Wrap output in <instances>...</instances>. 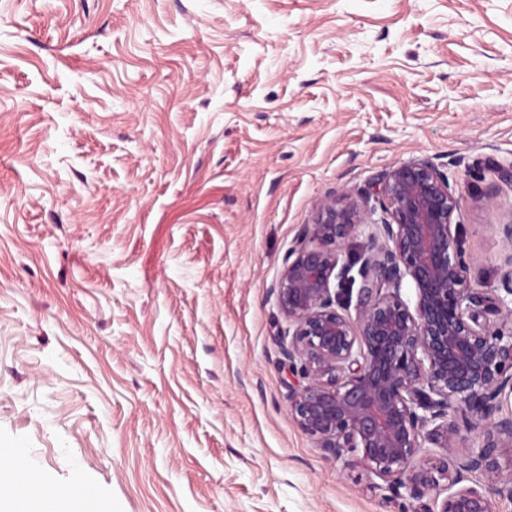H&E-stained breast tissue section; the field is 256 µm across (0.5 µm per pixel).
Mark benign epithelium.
<instances>
[{"label": "benign epithelium", "instance_id": "obj_1", "mask_svg": "<svg viewBox=\"0 0 512 512\" xmlns=\"http://www.w3.org/2000/svg\"><path fill=\"white\" fill-rule=\"evenodd\" d=\"M378 185L373 205L324 201L285 255L272 292L288 318V368L306 380L288 413L379 491L420 501L444 480L437 512H495L496 499L512 500V251L496 293L472 288L448 176L415 159ZM463 431L472 444L458 452ZM427 443L445 451L429 467Z\"/></svg>", "mask_w": 512, "mask_h": 512}]
</instances>
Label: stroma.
<instances>
[{"label": "stroma", "mask_w": 512, "mask_h": 512, "mask_svg": "<svg viewBox=\"0 0 512 512\" xmlns=\"http://www.w3.org/2000/svg\"><path fill=\"white\" fill-rule=\"evenodd\" d=\"M447 174L512 222V0H0V449L89 512H419L288 414L320 203Z\"/></svg>", "instance_id": "35a3bbf8"}]
</instances>
